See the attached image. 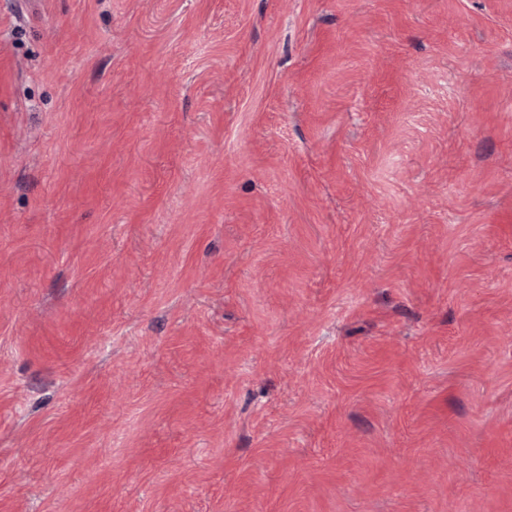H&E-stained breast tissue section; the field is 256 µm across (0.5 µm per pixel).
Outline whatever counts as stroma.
I'll return each instance as SVG.
<instances>
[{
    "instance_id": "obj_1",
    "label": "stroma",
    "mask_w": 512,
    "mask_h": 512,
    "mask_svg": "<svg viewBox=\"0 0 512 512\" xmlns=\"http://www.w3.org/2000/svg\"><path fill=\"white\" fill-rule=\"evenodd\" d=\"M0 512H512V0H0Z\"/></svg>"
}]
</instances>
